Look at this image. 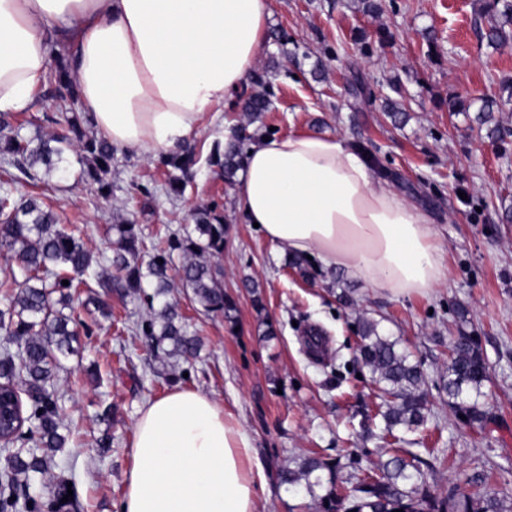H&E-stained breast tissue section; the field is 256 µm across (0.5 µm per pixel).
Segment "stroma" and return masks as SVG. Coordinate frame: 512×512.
I'll use <instances>...</instances> for the list:
<instances>
[{"label":"stroma","mask_w":512,"mask_h":512,"mask_svg":"<svg viewBox=\"0 0 512 512\" xmlns=\"http://www.w3.org/2000/svg\"><path fill=\"white\" fill-rule=\"evenodd\" d=\"M381 11L363 13L359 0H269L270 48L255 64L273 94L269 112L246 119L238 100L207 117L187 148L197 163L184 195L169 189L157 156L123 152L112 161V196L102 200L79 178L44 176L34 194L53 206L61 224L76 226L92 251H106L111 227L129 219L146 241L181 229L196 206L218 203L229 236L217 262L225 291L239 309L237 331L222 316L204 313L182 288L172 290L189 333L202 343L192 361L166 358L131 335L145 319L143 301L109 296L111 318L86 316L80 354L57 375L66 420L74 433L64 450L75 487L64 512H119L137 412L150 399L179 387L206 394L230 410L249 432L254 460L265 476V512H317L304 494L277 486V464L293 455L335 458L357 453L366 467L386 460L393 438L361 440L364 414L377 399L369 377L353 358L359 317L381 320L385 331L421 361L429 378L430 415L407 441L422 442L439 461L428 474L432 493L461 497L475 486L512 496V102L502 90L512 78V47L495 49L482 40L486 0H378ZM494 99L498 138L474 112H452L454 98ZM405 115L392 120L386 100ZM52 87L33 94L17 113L27 135L50 136L44 121L56 112ZM248 123L257 136L331 132L343 136L373 163L375 176L431 217L448 263V278L428 296L396 298L362 281L321 268L306 274L287 267L278 252L236 207L235 187L207 163L225 129ZM152 189V197L141 187ZM256 283L266 307L259 320L248 283ZM347 288L353 302L335 294ZM275 336H265L267 326ZM480 338L489 367L481 400L484 427L468 425L439 389L448 367V346L458 329ZM136 345L132 361L119 359L122 346ZM100 365L93 381L82 369ZM111 435L107 454L97 440Z\"/></svg>","instance_id":"obj_1"}]
</instances>
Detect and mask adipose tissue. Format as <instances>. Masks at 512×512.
Segmentation results:
<instances>
[{
  "label": "adipose tissue",
  "mask_w": 512,
  "mask_h": 512,
  "mask_svg": "<svg viewBox=\"0 0 512 512\" xmlns=\"http://www.w3.org/2000/svg\"><path fill=\"white\" fill-rule=\"evenodd\" d=\"M269 15V0H0V112L27 108L59 43L99 135L120 152L169 151L245 86ZM236 205L280 252L392 296L448 276L428 215L339 135L252 144ZM130 455L122 512H264L250 434L200 392L147 402Z\"/></svg>",
  "instance_id": "adipose-tissue-1"
}]
</instances>
